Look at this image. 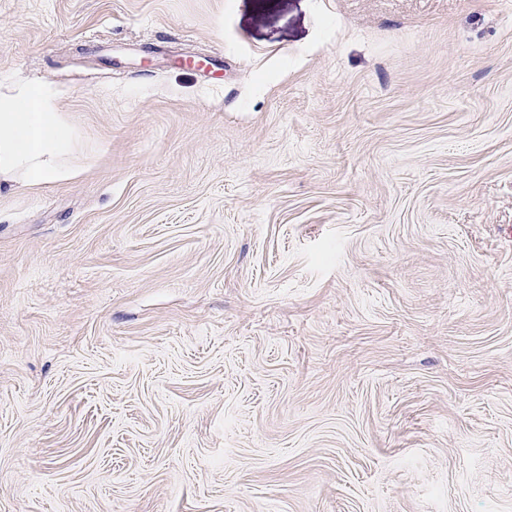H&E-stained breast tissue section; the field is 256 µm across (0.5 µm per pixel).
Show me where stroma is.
Masks as SVG:
<instances>
[{
	"label": "stroma",
	"mask_w": 512,
	"mask_h": 512,
	"mask_svg": "<svg viewBox=\"0 0 512 512\" xmlns=\"http://www.w3.org/2000/svg\"><path fill=\"white\" fill-rule=\"evenodd\" d=\"M38 80L0 512H512V0H0ZM75 139V130L50 84L0 94V182L9 174H21L32 183L71 178L72 170L63 159Z\"/></svg>",
	"instance_id": "obj_1"
}]
</instances>
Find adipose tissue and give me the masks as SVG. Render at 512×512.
<instances>
[{
	"label": "adipose tissue",
	"instance_id": "obj_1",
	"mask_svg": "<svg viewBox=\"0 0 512 512\" xmlns=\"http://www.w3.org/2000/svg\"><path fill=\"white\" fill-rule=\"evenodd\" d=\"M74 144L75 130L50 84L0 94V176L19 174L32 183L67 180L72 171L63 159Z\"/></svg>",
	"mask_w": 512,
	"mask_h": 512
}]
</instances>
